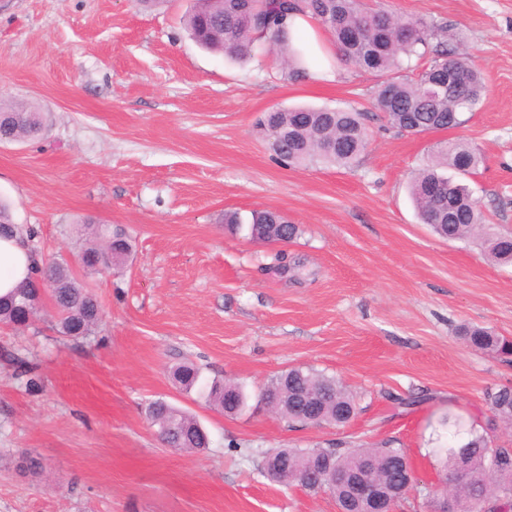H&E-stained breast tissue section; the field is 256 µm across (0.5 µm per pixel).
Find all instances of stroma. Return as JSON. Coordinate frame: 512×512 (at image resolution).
<instances>
[{"label":"stroma","mask_w":512,"mask_h":512,"mask_svg":"<svg viewBox=\"0 0 512 512\" xmlns=\"http://www.w3.org/2000/svg\"><path fill=\"white\" fill-rule=\"evenodd\" d=\"M367 2L462 31L488 92L455 129L413 136L374 116L367 150L343 169L282 166L257 126L277 107L372 111L376 76L336 60L327 37L293 80L263 46L243 63L199 49L183 28L192 0L153 12L0 0V98L43 118L38 138L0 145V195L38 255L72 262L101 305L77 341L47 302L28 327L0 324V512H336L330 491L269 480L265 454L383 444L406 449L419 479L397 512H431L443 417L485 427L486 389L512 385V363L455 334L473 323L512 339V265L420 223L408 185L438 143H468L484 158L473 195L512 235V0ZM256 209L282 212L298 237L252 241ZM229 211L243 221L234 234ZM101 225L134 249L121 269L88 272L74 258ZM281 251L300 269L279 272ZM184 362L241 385L246 407L230 415L180 390L170 371ZM294 367L335 377L358 418L304 426L270 411L260 388ZM393 394L422 402L397 410ZM157 399L195 416L208 448L164 446L144 415Z\"/></svg>","instance_id":"stroma-1"}]
</instances>
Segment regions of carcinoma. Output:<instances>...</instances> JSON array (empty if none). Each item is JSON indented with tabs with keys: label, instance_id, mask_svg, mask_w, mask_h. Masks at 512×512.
<instances>
[{
	"label": "carcinoma",
	"instance_id": "1",
	"mask_svg": "<svg viewBox=\"0 0 512 512\" xmlns=\"http://www.w3.org/2000/svg\"><path fill=\"white\" fill-rule=\"evenodd\" d=\"M310 17L329 36L340 60L378 77L374 106L387 123L400 132L420 135L434 130L451 129L462 124L461 114L473 111L483 99L485 83L457 48L463 45L462 33L423 17L398 15L385 9L366 7L364 0H193L184 18V29L201 48L222 53L230 59L250 56L257 43L272 45L273 53L290 78L307 75L305 51L295 44L291 27L296 16ZM432 54L428 66L413 79L400 72L410 68L412 59ZM463 73L462 85L452 93L440 88L445 72ZM268 148L288 166L312 163L352 166L367 148L369 131L364 114L327 107H282L263 113L259 119ZM38 108L0 101V143L34 139L42 131ZM480 157L460 142L440 144L431 160L412 180L410 192L418 215L435 233L449 240L472 237L485 219L473 193L462 179L476 173ZM454 171L453 180L448 171ZM258 224H277L269 243L292 241L299 232L295 224L284 223L281 213L255 210L251 213L249 232ZM101 245L84 247L77 255L87 270H110L128 257L131 244L122 228H102ZM488 255L497 262L509 263L512 238L494 235L485 238ZM52 284L47 292L57 315L58 332L72 339L90 335L100 318V304L85 286L72 275L68 263L48 258L38 267L35 278L16 291L0 297V323L26 327L37 315L43 295L39 285ZM459 334L476 349L491 351L501 358L512 356V341L491 330L464 325ZM173 377L185 389H192L200 370L192 364L176 367ZM283 387L288 403L300 411L288 414V421L307 424L298 419L308 408L316 411L315 426H335L357 414L353 396L332 377L302 367L287 371V380L277 376L264 387ZM207 401L233 414L246 400L237 385L214 381ZM486 404L496 421L512 424V386L487 389ZM147 420L169 448L200 450L208 447L206 432L191 415L165 400L158 399L145 407ZM448 432L457 439L448 446L446 473L439 485L454 483L462 494H469L480 504L493 505L504 495H512V448H499L483 433L468 432L463 439L462 418L448 412L444 418ZM334 464L341 472L364 468V475L386 486L406 480L405 467L410 465L400 448H337ZM312 492L326 488L336 499L348 495L344 483L334 486L309 478Z\"/></svg>",
	"mask_w": 512,
	"mask_h": 512
}]
</instances>
